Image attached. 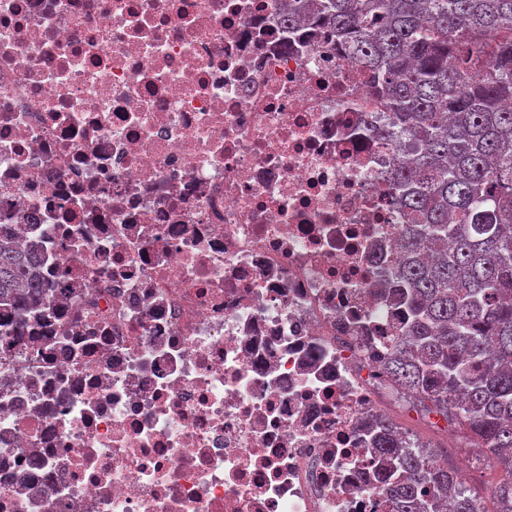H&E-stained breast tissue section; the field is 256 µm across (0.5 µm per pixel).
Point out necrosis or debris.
<instances>
[{
  "instance_id": "1",
  "label": "necrosis or debris",
  "mask_w": 512,
  "mask_h": 512,
  "mask_svg": "<svg viewBox=\"0 0 512 512\" xmlns=\"http://www.w3.org/2000/svg\"><path fill=\"white\" fill-rule=\"evenodd\" d=\"M288 0H0V224L44 297L0 338V512H391L409 153Z\"/></svg>"
}]
</instances>
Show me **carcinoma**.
Here are the masks:
<instances>
[{
	"instance_id": "obj_1",
	"label": "carcinoma",
	"mask_w": 512,
	"mask_h": 512,
	"mask_svg": "<svg viewBox=\"0 0 512 512\" xmlns=\"http://www.w3.org/2000/svg\"><path fill=\"white\" fill-rule=\"evenodd\" d=\"M327 28L369 76L372 95L412 156L387 179L402 261V324L381 370L428 414L457 426L464 448L501 471L495 512H512V0H293L292 33ZM0 225V303L42 296L39 255ZM369 431L395 512H474L479 493L388 418Z\"/></svg>"
}]
</instances>
